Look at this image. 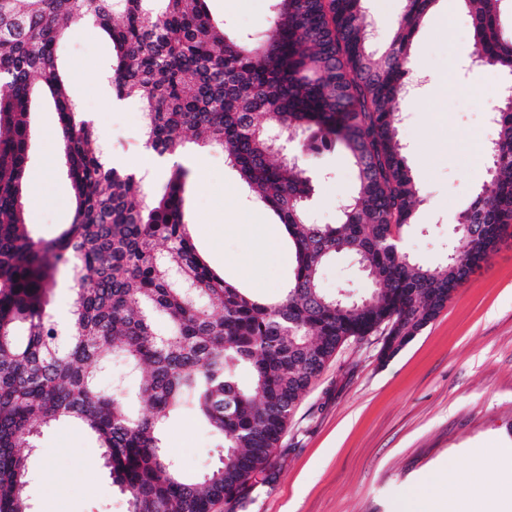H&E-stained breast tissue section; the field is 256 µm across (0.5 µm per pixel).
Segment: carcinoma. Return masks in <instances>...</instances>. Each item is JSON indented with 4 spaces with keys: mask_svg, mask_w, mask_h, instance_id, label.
<instances>
[{
    "mask_svg": "<svg viewBox=\"0 0 512 512\" xmlns=\"http://www.w3.org/2000/svg\"><path fill=\"white\" fill-rule=\"evenodd\" d=\"M436 0H403L383 59L368 50L364 0H271L269 27L226 36L205 0H0V512H33L24 450L40 431L76 420L103 449L112 484L132 512H211L268 479L273 451L310 384L346 342L379 332L380 356L407 343L445 307L512 223V105L501 94L487 152L488 184L459 212L442 265L398 248L420 204L398 139L409 44ZM482 67L509 77L504 0H463ZM112 40L109 79L141 104L146 146L160 158L189 143L220 148L248 189L278 217L294 249L293 278L265 302L215 273L190 233L188 167L159 193L103 162L91 120L70 99L58 45L85 24ZM46 88L58 114L75 197L72 223L51 241L25 222L28 105ZM342 145L357 171L337 222H312L305 157ZM355 256L370 288L327 294L319 275L335 254ZM76 298L61 322L49 308L56 279ZM119 358L141 374L132 408ZM246 366L248 382L237 376ZM174 413L201 419L223 454L183 480L160 437Z\"/></svg>",
    "mask_w": 512,
    "mask_h": 512,
    "instance_id": "1",
    "label": "carcinoma"
}]
</instances>
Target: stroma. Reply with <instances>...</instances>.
I'll use <instances>...</instances> for the list:
<instances>
[{"label": "stroma", "mask_w": 512, "mask_h": 512, "mask_svg": "<svg viewBox=\"0 0 512 512\" xmlns=\"http://www.w3.org/2000/svg\"><path fill=\"white\" fill-rule=\"evenodd\" d=\"M271 0H207L228 35L254 34L271 20ZM376 35L370 49L382 55L403 0H365ZM447 24H438L440 15ZM474 50L470 15L462 0H437L410 46L413 71L449 84L404 97L398 137L423 199L404 228L405 253L419 263H443L455 242L456 218L485 182L472 158L475 139L490 143V99L474 97L487 70L467 68ZM70 96L90 118L113 159L147 162L150 187L160 190L167 167L149 152L137 100L114 101L106 73L115 61L101 29L74 31L61 54ZM26 222L49 241L70 224L74 196L60 149L58 116L49 95L29 105ZM191 171L186 206L193 241L210 266L266 301L278 300L293 274L294 257L280 238L264 260L259 280L235 265L245 250L238 225L277 218L243 186L222 152L190 147L181 158ZM310 211L317 224L337 221L339 202L354 193L357 173L343 148L319 157ZM320 284L333 293L363 295L368 281L353 256L339 253L324 266ZM381 336L350 341L327 363L297 406L269 467L273 480L249 485L212 512H397L408 489L449 465L469 475L474 488L492 493L498 479L493 448H512V224L490 258L453 292L445 308L394 357H379ZM163 447L185 480L197 481L220 453L218 440L193 415L170 419ZM34 512H131L129 497L113 485L96 440L78 423L45 429L29 458Z\"/></svg>", "instance_id": "1"}]
</instances>
